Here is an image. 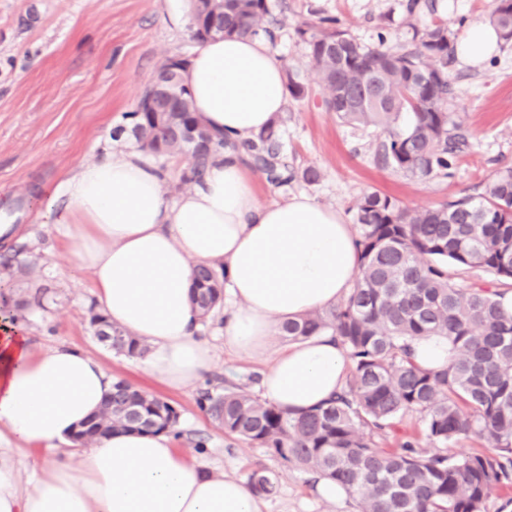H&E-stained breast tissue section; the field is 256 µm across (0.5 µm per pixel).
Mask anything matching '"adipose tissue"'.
Instances as JSON below:
<instances>
[{
	"label": "adipose tissue",
	"mask_w": 512,
	"mask_h": 512,
	"mask_svg": "<svg viewBox=\"0 0 512 512\" xmlns=\"http://www.w3.org/2000/svg\"><path fill=\"white\" fill-rule=\"evenodd\" d=\"M499 40L495 27L476 23L456 54L475 65ZM182 79L220 140L252 138L287 103L283 65L262 39L207 41ZM170 176L131 151L43 187L45 217L65 239L73 269L90 273L100 312L147 345L142 368L150 377L184 391L215 362L190 301L195 271H223L224 344L264 359L261 397L292 416L327 401L347 375L345 349L328 335L283 347L277 337L286 322L335 307L353 288L352 225L305 194L262 203L229 150L172 201L164 193ZM114 381L84 350L36 347L21 323L0 318V512H261L245 480L203 471L168 433L119 430L71 445ZM36 447L60 455L35 462Z\"/></svg>",
	"instance_id": "1"
}]
</instances>
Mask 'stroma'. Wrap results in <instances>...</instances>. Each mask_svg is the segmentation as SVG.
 <instances>
[{
  "label": "stroma",
  "mask_w": 512,
  "mask_h": 512,
  "mask_svg": "<svg viewBox=\"0 0 512 512\" xmlns=\"http://www.w3.org/2000/svg\"><path fill=\"white\" fill-rule=\"evenodd\" d=\"M406 0H269L279 19L274 50L298 72L306 96L289 99L279 117L282 152L296 173L281 186L251 171L259 198L282 203L304 193L335 208L345 223L368 192H380L409 208L436 207L478 195L498 169L512 167V42L483 64L452 65L449 109L468 147L450 176L414 178L377 158L380 131L341 123L325 106L315 70L295 35L304 21L333 16L369 45L378 33L398 41L409 24L440 18L451 29L488 22L494 0H436V13L408 15ZM198 43L189 20L173 22L168 0H0V202L19 198L24 240L0 248V291L12 313L41 345L66 342L85 349L120 378L176 407L182 436L175 448L212 473L248 478L263 469L275 488L262 496L261 512H357L352 497L321 498L317 477L264 448L225 437L198 408L193 392L171 390L148 377L140 358L113 353L100 343L89 318L96 310L89 273H68L64 239L47 224L35 200L41 185L59 183L76 166L135 149L129 117L143 87L166 58L191 57ZM320 177L309 183L304 169ZM214 339L213 385L224 381L257 390L264 364L224 349L220 319L203 328ZM204 438L206 446L193 442Z\"/></svg>",
  "instance_id": "1"
}]
</instances>
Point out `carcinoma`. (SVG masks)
Wrapping results in <instances>:
<instances>
[{"instance_id": "cac0c4a2", "label": "carcinoma", "mask_w": 512, "mask_h": 512, "mask_svg": "<svg viewBox=\"0 0 512 512\" xmlns=\"http://www.w3.org/2000/svg\"><path fill=\"white\" fill-rule=\"evenodd\" d=\"M216 10L224 11V32L205 35L199 19ZM191 21L201 43L233 34L275 39L268 0H194ZM491 23L504 42H512V0H497ZM295 34L329 111L344 123L386 134L379 149L386 165L411 177L453 166L466 139L447 109L456 48L447 23L413 26L394 45L382 33L378 44L367 45L332 17L305 22ZM131 117L142 129L140 149L187 153L185 183L201 180L219 146L238 153L272 183L294 178L276 122L251 139L191 151L177 136L182 127L193 126L201 140L209 132L188 88L165 128L156 129L148 112ZM355 221L360 274L348 297L281 327L293 342L320 333L336 337L352 362L342 389L298 417L229 381L202 389L197 406L225 435L340 483L358 512H487L491 492L512 486V313L501 309L499 291L460 276L480 268L497 285L512 286V167L497 170L479 199L465 196L434 208L409 209L388 195L367 193L355 205ZM223 292L224 278L214 269L196 270L193 296L201 322L214 318ZM109 328L108 347L127 357L145 355L143 342ZM429 335L448 337L454 351L442 369L414 361L413 340ZM407 412L421 415L436 444L475 436L491 448L448 454L418 449L409 440L397 450L380 447L379 438ZM94 420L97 431L86 441L114 430L182 436L175 430L174 406L124 379L113 385ZM249 485L256 494L274 488L263 471L253 472Z\"/></svg>"}]
</instances>
